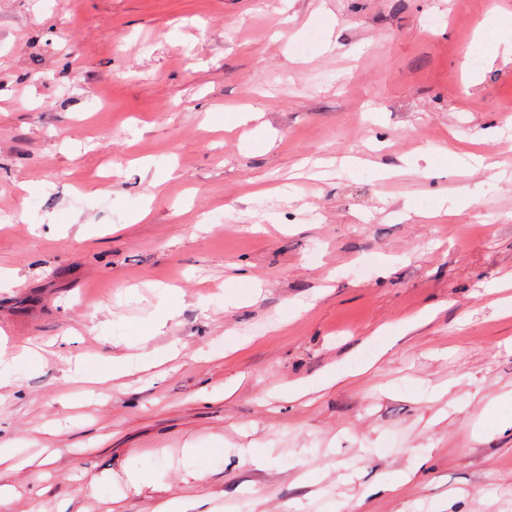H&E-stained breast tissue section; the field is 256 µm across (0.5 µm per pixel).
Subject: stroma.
Here are the masks:
<instances>
[{
  "mask_svg": "<svg viewBox=\"0 0 512 512\" xmlns=\"http://www.w3.org/2000/svg\"><path fill=\"white\" fill-rule=\"evenodd\" d=\"M511 144L512 0H0V512H512ZM181 354V349L177 342H172L165 350H142L136 355L135 362L142 371H149L165 362L176 361Z\"/></svg>",
  "mask_w": 512,
  "mask_h": 512,
  "instance_id": "1",
  "label": "stroma"
}]
</instances>
